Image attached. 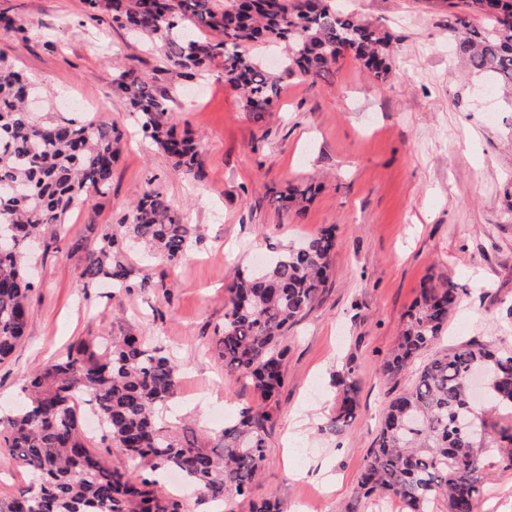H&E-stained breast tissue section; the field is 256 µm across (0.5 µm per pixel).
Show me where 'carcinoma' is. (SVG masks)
<instances>
[{
	"label": "carcinoma",
	"instance_id": "cac0c4a2",
	"mask_svg": "<svg viewBox=\"0 0 512 512\" xmlns=\"http://www.w3.org/2000/svg\"><path fill=\"white\" fill-rule=\"evenodd\" d=\"M92 21L108 12L112 21L165 47V71L189 78L213 64L224 83L239 92L245 110L259 118L272 111L285 76L314 81L329 75L349 54L376 80L387 78L392 34L336 10L332 0H84ZM456 16L458 49L467 69L512 91V0H463ZM487 18L477 29L471 14ZM284 45L278 74L246 47ZM145 137L173 160L175 168L201 181L205 171L199 143L169 125L168 99L157 95L134 67L115 78ZM34 84L0 59V363L14 354L35 288L27 276L31 240L46 224H62L67 213L106 192L120 133L106 120L80 115L43 119L27 108ZM316 192L290 185L279 194L282 209L305 212ZM128 237L153 258L178 265L192 245L190 225L163 194L151 187L128 215ZM84 250L79 273L84 284L108 282L130 290L129 271L118 259L123 239L107 231ZM336 251L332 228L269 257L259 271H239L227 288L224 371L249 384L268 401L284 384L281 343L323 291ZM451 281L420 285L398 344L384 369L400 374L433 349L457 305ZM489 377L485 402L512 411V352L467 343L435 353L415 372L414 382L390 401L375 448L358 481L348 512L376 493L400 499L407 512H432L439 498L448 512H475L486 466L483 452L498 450L512 466V429L492 434L470 397L472 373ZM180 365L143 337H91L24 379L22 399L0 421V448L22 467L33 484L17 490L0 512H183L158 475L179 473L200 503L222 502L230 494L249 499L250 512H281L275 500L252 498L266 460L270 406L247 408L222 431L211 448L178 443L159 425L178 398ZM353 370L338 378L341 405L328 423L340 433L357 416ZM104 424V438L143 471L138 481L107 464L91 448L82 407Z\"/></svg>",
	"mask_w": 512,
	"mask_h": 512
}]
</instances>
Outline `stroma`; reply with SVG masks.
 Listing matches in <instances>:
<instances>
[{
  "instance_id": "35a3bbf8",
  "label": "stroma",
  "mask_w": 512,
  "mask_h": 512,
  "mask_svg": "<svg viewBox=\"0 0 512 512\" xmlns=\"http://www.w3.org/2000/svg\"><path fill=\"white\" fill-rule=\"evenodd\" d=\"M395 37L391 70L378 81L345 57L327 78L284 79L276 111L256 119L224 82L221 67L175 81L165 50L113 25L85 23L82 0H0L29 39L0 30V58L48 88L51 112L68 103L115 122L122 133L106 194L49 224L35 250L38 283L26 335L0 363V418L26 377L86 336L137 332L181 367L171 437L211 436L260 397L224 371L219 339L224 286L233 267L333 227L336 252L326 286L284 341L285 383L266 432L267 459L253 494L282 512H345L375 444L388 401L412 383L383 365L423 280H449L460 300L439 352L480 342L512 350V95L455 58L449 0H337ZM136 66L168 99L167 119L201 144L204 180L176 171L140 127L113 78ZM154 184L190 224L195 243L175 267L125 251L131 281L148 292L83 286L85 253L118 228L131 202ZM310 183L302 215L277 192ZM351 372L357 418L338 434L324 426L340 405L334 376ZM478 512H512V467L489 454Z\"/></svg>"
}]
</instances>
